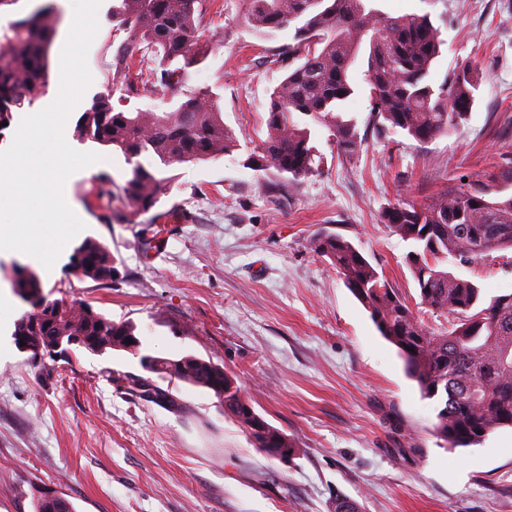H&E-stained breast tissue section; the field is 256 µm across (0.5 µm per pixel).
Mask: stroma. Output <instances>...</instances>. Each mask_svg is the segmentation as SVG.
Wrapping results in <instances>:
<instances>
[{"instance_id": "stroma-1", "label": "stroma", "mask_w": 512, "mask_h": 512, "mask_svg": "<svg viewBox=\"0 0 512 512\" xmlns=\"http://www.w3.org/2000/svg\"><path fill=\"white\" fill-rule=\"evenodd\" d=\"M58 17L50 71L58 73L72 0H14L0 7L6 28L44 4ZM102 0L88 51L93 82L76 107L90 108L112 83V56L126 38ZM382 13H427L446 41L433 71L442 82L456 63L480 65L477 101L450 133L421 144L377 135L368 99L346 110L365 139L338 157L326 139L315 175L259 191L248 155L267 137V107L286 75L279 54L292 31L260 36L248 0H207L201 30L216 45L177 93L126 100L129 111L166 110L201 90L216 94L239 148L215 160L174 165L155 210L139 213L95 197L99 180L124 185L131 167L107 153L96 172L69 182L81 237L36 275L49 299L90 304L136 326L156 357L194 355L235 375L255 411L288 435L287 460L259 453L214 394L181 381L173 404L147 402L112 382L141 374L123 351L29 361L12 332L31 306L13 291L23 254L0 253V512H33L39 493L67 498L75 512H330L336 495L362 512H512V428L472 448H443L431 433L435 401L422 398L396 348L314 250L315 238L351 240L406 298L418 290L406 263L409 243L382 221L389 205L425 201L465 182L486 180L512 157V0H377ZM178 219L161 247L143 252L142 231L160 214ZM91 236L112 253L102 284L74 274L70 257ZM485 297L512 293V250L474 265L449 262Z\"/></svg>"}]
</instances>
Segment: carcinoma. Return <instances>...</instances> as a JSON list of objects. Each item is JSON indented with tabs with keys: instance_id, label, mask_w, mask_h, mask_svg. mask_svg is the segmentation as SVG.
Listing matches in <instances>:
<instances>
[{
	"instance_id": "obj_1",
	"label": "carcinoma",
	"mask_w": 512,
	"mask_h": 512,
	"mask_svg": "<svg viewBox=\"0 0 512 512\" xmlns=\"http://www.w3.org/2000/svg\"><path fill=\"white\" fill-rule=\"evenodd\" d=\"M206 0H117L112 20L127 39L112 56L113 84L128 98L177 89L188 68L203 62L212 41L202 37L199 15ZM53 7L44 5L0 32V132L13 113L31 108L44 93L49 76V49L55 26ZM260 35L295 26L288 59L299 60L272 92L266 121L268 135L260 151L244 166L260 173L276 171L293 180L318 170V130L337 155L351 157L362 145L357 122L344 104L364 88L370 119L380 130L428 143L455 129L471 111L479 88L476 60L456 65L437 84L432 79L444 40L430 17L408 13L385 15L372 0H251L248 18ZM142 47L136 75H130L129 45ZM366 56L363 82L353 71ZM75 136L124 156L131 176L121 187L135 209L148 212L160 201L162 170L230 155L238 147L224 126L213 93L180 102L169 112H129L112 105V92L96 96L78 118ZM151 154L154 169L136 158ZM512 160L505 159L490 180L450 190L428 202L389 206L383 218L389 231L411 243L407 263L417 284L420 305L455 316L446 331H435L411 310L406 300L363 253L338 233L315 239V251L330 260L345 286L370 313L381 335L397 347L408 375L425 399L440 403L432 434L449 448L473 447L498 428L512 426V294L484 304L471 281L448 272V259L461 264L484 260L495 251L512 250ZM75 274L95 281L112 279L108 247L87 237L75 249ZM16 293L33 311L19 319L12 333L36 362L49 347L79 341L91 353L123 350L140 356L142 368L161 380H179L224 396V412L245 428L255 446L271 457L288 455L292 442L255 412L234 375L208 359L140 355L136 327L115 322L88 304L48 300L27 268L15 271ZM132 340L133 344L126 343ZM138 375L117 374L125 390L158 404L169 391L137 388ZM34 512H75L70 501L50 492L33 502Z\"/></svg>"
}]
</instances>
